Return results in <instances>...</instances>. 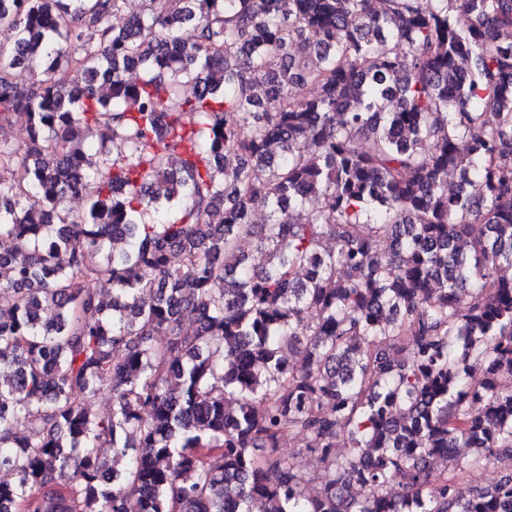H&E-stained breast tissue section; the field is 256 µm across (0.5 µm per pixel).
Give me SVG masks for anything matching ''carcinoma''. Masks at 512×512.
<instances>
[{"label":"carcinoma","mask_w":512,"mask_h":512,"mask_svg":"<svg viewBox=\"0 0 512 512\" xmlns=\"http://www.w3.org/2000/svg\"><path fill=\"white\" fill-rule=\"evenodd\" d=\"M123 2L0 0V512H512V0ZM304 441L293 437L292 440L281 444V452L290 458L294 465L302 470L314 485H319L325 477L326 471L317 459L307 453L304 448ZM502 475V471L498 464L483 463L478 466L471 467L463 474V482L470 485L483 487L497 481Z\"/></svg>","instance_id":"cac0c4a2"}]
</instances>
